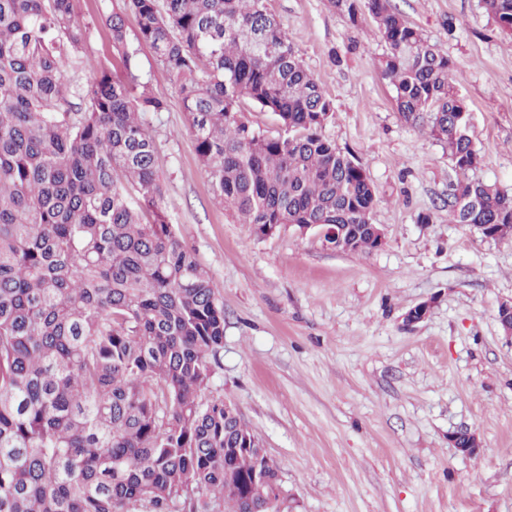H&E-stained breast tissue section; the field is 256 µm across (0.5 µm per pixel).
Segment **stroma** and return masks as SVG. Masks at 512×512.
Segmentation results:
<instances>
[{"mask_svg":"<svg viewBox=\"0 0 512 512\" xmlns=\"http://www.w3.org/2000/svg\"><path fill=\"white\" fill-rule=\"evenodd\" d=\"M454 63L481 162L472 178L512 195V32L483 0H393ZM334 112L322 133L364 169L385 233L368 252L315 235L260 237L213 201L176 84L149 46L141 71L168 102L145 113L168 215L214 281L224 349L210 395L238 408L280 467L290 512H512V240L448 221L457 176L429 119L406 121L378 61L386 46L331 0H267ZM90 25L76 82L112 50L103 14L123 0H75ZM429 306L426 318L406 313ZM468 428L477 454L452 448Z\"/></svg>","mask_w":512,"mask_h":512,"instance_id":"obj_1","label":"stroma"}]
</instances>
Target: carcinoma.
<instances>
[{
    "instance_id": "carcinoma-1",
    "label": "carcinoma",
    "mask_w": 512,
    "mask_h": 512,
    "mask_svg": "<svg viewBox=\"0 0 512 512\" xmlns=\"http://www.w3.org/2000/svg\"><path fill=\"white\" fill-rule=\"evenodd\" d=\"M267 0H125L103 16L121 56L81 86L88 24L74 0H0V512H268L279 466L224 398H206L224 348L212 277L168 221L157 146L164 112L138 63L172 74L214 200L267 235L273 224H346L352 249L378 199L322 134L334 112ZM387 47L396 110L427 113L462 176L448 222L495 238L512 196L468 177L453 63L390 0H333ZM501 29L512 0H484ZM250 101L278 116L268 136ZM241 110L248 122L257 130L274 136L280 130L277 116L270 111L261 109L258 105L245 101Z\"/></svg>"
}]
</instances>
